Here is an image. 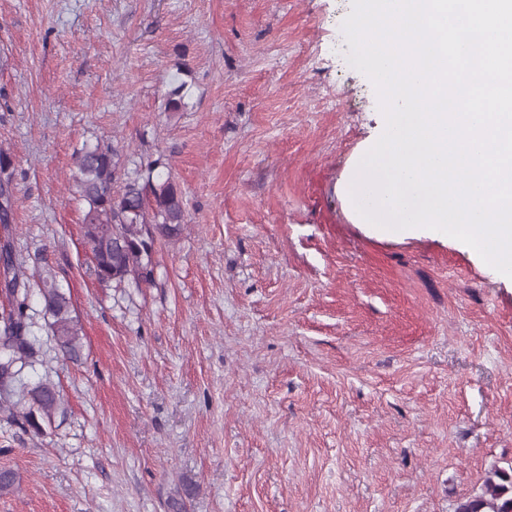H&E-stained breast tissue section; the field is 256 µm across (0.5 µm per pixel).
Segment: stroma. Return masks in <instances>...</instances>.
<instances>
[{
	"instance_id": "stroma-1",
	"label": "stroma",
	"mask_w": 512,
	"mask_h": 512,
	"mask_svg": "<svg viewBox=\"0 0 512 512\" xmlns=\"http://www.w3.org/2000/svg\"><path fill=\"white\" fill-rule=\"evenodd\" d=\"M351 9L0 0L14 253L84 329L63 358L31 292L21 382L63 406L39 434L0 409V512H455L512 467V282L343 196L381 122L338 48ZM98 139L185 193L150 282H98L84 249L74 153Z\"/></svg>"
}]
</instances>
